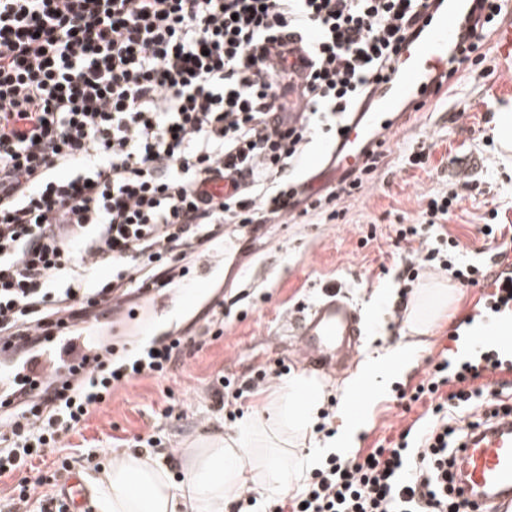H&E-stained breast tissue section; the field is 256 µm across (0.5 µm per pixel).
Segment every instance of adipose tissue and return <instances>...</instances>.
Masks as SVG:
<instances>
[{
  "label": "adipose tissue",
  "instance_id": "adipose-tissue-1",
  "mask_svg": "<svg viewBox=\"0 0 512 512\" xmlns=\"http://www.w3.org/2000/svg\"><path fill=\"white\" fill-rule=\"evenodd\" d=\"M443 281L422 289L408 316L418 335L448 306ZM321 388L302 375L280 384L259 419L230 435L198 438L182 452L181 480H173L162 459L117 452L100 472L101 512H230L243 491L264 500L289 493L298 484L305 461L289 462L283 453L289 437L307 430L319 414Z\"/></svg>",
  "mask_w": 512,
  "mask_h": 512
}]
</instances>
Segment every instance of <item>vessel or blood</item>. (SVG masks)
Instances as JSON below:
<instances>
[{"label": "vessel or blood", "mask_w": 512, "mask_h": 512, "mask_svg": "<svg viewBox=\"0 0 512 512\" xmlns=\"http://www.w3.org/2000/svg\"><path fill=\"white\" fill-rule=\"evenodd\" d=\"M505 18L494 38L496 53L503 64L512 65V0H502ZM465 0H446L435 13L423 36L402 49L403 67L382 108L390 110L396 101L421 104L432 95V80L448 70V49L465 32ZM494 330H469L463 342L468 351L512 353V316L500 315ZM296 339L304 364L324 373L348 365L359 347L360 315L348 302L328 296L301 315ZM82 354L71 357V365L58 369L42 363L36 368L39 381L75 385L85 374ZM456 486L463 499L476 505H493L495 512H512V417L493 429L467 439L458 454ZM91 490L86 478L71 472L58 487V497L67 512H84Z\"/></svg>", "instance_id": "vessel-or-blood-1"}]
</instances>
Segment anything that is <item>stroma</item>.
I'll return each mask as SVG.
<instances>
[{"mask_svg":"<svg viewBox=\"0 0 512 512\" xmlns=\"http://www.w3.org/2000/svg\"><path fill=\"white\" fill-rule=\"evenodd\" d=\"M482 52L457 73L441 100L417 112L392 113L396 127L386 138L380 164L358 192L338 203L336 219L310 214L294 223L263 225L257 232L229 226L213 245L223 257L220 268L192 296L177 298L166 314L148 319L159 334L202 337L201 349L164 377L116 389L86 428L69 436L66 452L38 450L34 474L42 479L43 491H55L65 479L59 467L65 456L95 482L96 472L83 469L80 460V447L87 442L113 454L130 450L137 434L179 446L206 430L232 431L235 423L255 416L275 386L266 384L233 404L237 420L232 423L226 418L230 411L219 410L212 394L219 377L247 381L280 361L291 374L305 375L321 387L332 402L329 427L337 431L343 425L340 401L366 359L391 348L404 351L395 372L365 383L355 438L343 448L344 456L368 452L421 414L419 405L405 410L393 390L400 384L415 386L427 376L449 347V332L472 313L482 289L451 281L447 312L428 335H411L404 325L395 228L422 222L429 201L454 189L461 200L444 229L459 241L464 261L488 260L481 225L496 219L512 227V158L500 151L493 134L496 112L512 108V68L502 65L491 44H484ZM422 150L429 154L427 167L410 166L409 157ZM331 292L359 311L363 335L356 360L344 372L321 375L296 358L287 327ZM179 403L185 417H166L165 408Z\"/></svg>","mask_w":512,"mask_h":512,"instance_id":"35a3bbf8","label":"stroma"}]
</instances>
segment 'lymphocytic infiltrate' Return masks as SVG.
<instances>
[{"label": "lymphocytic infiltrate", "instance_id": "f902f5d3", "mask_svg": "<svg viewBox=\"0 0 512 512\" xmlns=\"http://www.w3.org/2000/svg\"><path fill=\"white\" fill-rule=\"evenodd\" d=\"M429 0H0V370L42 356L51 340L100 323L102 306L178 282L191 256L228 224H281L322 214L358 191L381 155L366 151L316 196L298 173L318 132L339 144L400 68ZM305 109L288 115L290 98ZM229 181L226 194L208 186ZM417 264L483 285L484 311H512V269L454 266L442 233ZM109 270L100 280L101 270ZM70 333H59L63 324ZM187 340L103 358L64 391L0 400V477L18 481L0 512H66L33 499L19 473L38 448H59L115 387L165 376ZM482 353L443 359L414 392L427 425L406 427L370 455L329 454L301 493L268 512H461L453 469L469 431L512 414V380Z\"/></svg>", "mask_w": 512, "mask_h": 512}]
</instances>
